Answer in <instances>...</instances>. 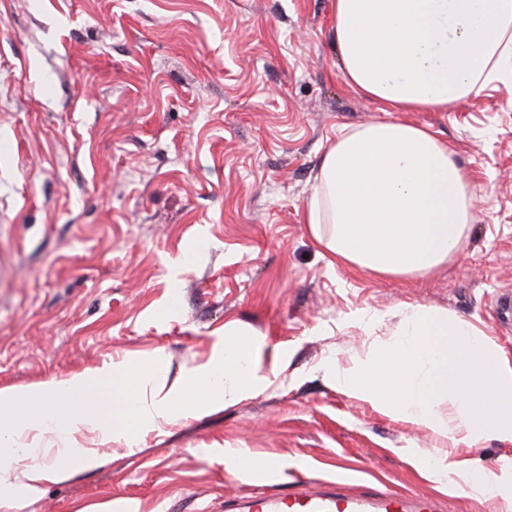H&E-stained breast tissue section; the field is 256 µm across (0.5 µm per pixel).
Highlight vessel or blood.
I'll return each mask as SVG.
<instances>
[{"mask_svg": "<svg viewBox=\"0 0 512 512\" xmlns=\"http://www.w3.org/2000/svg\"><path fill=\"white\" fill-rule=\"evenodd\" d=\"M348 475H338L326 488L294 477L285 490L229 500L226 512H440L436 499L390 490L349 493Z\"/></svg>", "mask_w": 512, "mask_h": 512, "instance_id": "vessel-or-blood-1", "label": "vessel or blood"}]
</instances>
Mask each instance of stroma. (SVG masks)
<instances>
[{
    "label": "stroma",
    "instance_id": "35a3bbf8",
    "mask_svg": "<svg viewBox=\"0 0 512 512\" xmlns=\"http://www.w3.org/2000/svg\"><path fill=\"white\" fill-rule=\"evenodd\" d=\"M331 26L330 0H0V133L19 142L0 161V387L123 356L170 383L229 325L259 335L276 370L258 396L180 414L131 448L79 434L100 466L16 490L0 512H224L298 466L507 512L409 454L493 468L512 444L445 447L322 367L387 342L405 302L475 324L512 359V80L404 115L448 139L474 188L462 256L409 280L332 266L301 213L339 130L382 114L345 85ZM362 312L386 320L370 331ZM255 456L272 474L248 469Z\"/></svg>",
    "mask_w": 512,
    "mask_h": 512
}]
</instances>
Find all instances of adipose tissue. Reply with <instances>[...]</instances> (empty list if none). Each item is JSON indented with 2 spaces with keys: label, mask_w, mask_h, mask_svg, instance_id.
I'll return each instance as SVG.
<instances>
[{
  "label": "adipose tissue",
  "mask_w": 512,
  "mask_h": 512,
  "mask_svg": "<svg viewBox=\"0 0 512 512\" xmlns=\"http://www.w3.org/2000/svg\"><path fill=\"white\" fill-rule=\"evenodd\" d=\"M333 40L346 85L389 112L339 131L314 177L303 221L331 262L380 278H422L457 259L475 220L477 197L437 131L401 120L444 111L478 96L512 60V0H330ZM392 340L327 374L348 396L430 432L449 447L491 435L512 444V361L471 322L404 304ZM146 372L120 361L28 391L0 388V502L16 487L100 465L74 435L133 446L142 430L189 408L211 414L271 383L248 341L217 345L210 361L152 395ZM92 395L94 407L83 399ZM61 444L43 463L38 438ZM438 479L464 495L512 503V463L464 468L439 460Z\"/></svg>",
  "instance_id": "adipose-tissue-1"
}]
</instances>
